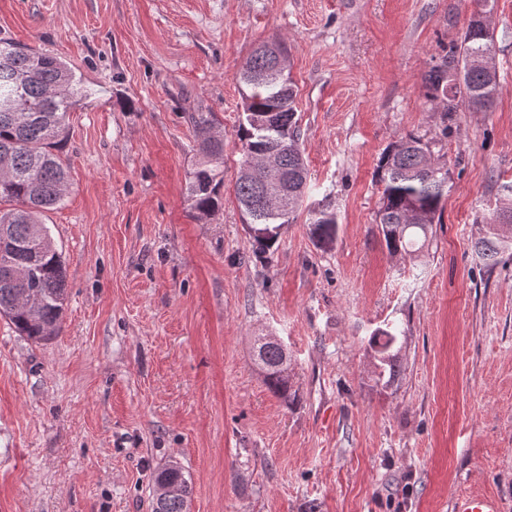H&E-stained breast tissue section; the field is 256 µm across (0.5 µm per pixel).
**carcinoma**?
<instances>
[{"label":"carcinoma","mask_w":512,"mask_h":512,"mask_svg":"<svg viewBox=\"0 0 512 512\" xmlns=\"http://www.w3.org/2000/svg\"><path fill=\"white\" fill-rule=\"evenodd\" d=\"M490 38L471 13L448 56L424 78L427 101L442 103L445 122L441 137L409 133L392 142L376 169L381 186L380 231L394 255L420 252L431 224L448 194L449 169L433 147L448 137V116L464 105L489 111L499 94L497 71L478 65L490 48ZM242 105L237 130L243 165L268 149L278 152L283 172V197H270L260 177L237 178L235 197L246 224L252 253L273 252L285 225L296 218L309 191V169L299 145L297 93L293 79H284L274 60L256 47L238 72ZM93 94L64 59L36 48L0 38V317L33 342L45 341L61 327L66 302V268L43 212L60 206L68 173L57 154L69 134L68 115ZM188 120L200 141L198 159L188 185L192 209L210 215L224 204V138L216 129V113L190 112ZM505 198L483 216L487 226L474 249L489 265L512 250V235L501 229L512 224V183L502 185ZM336 213L327 207L309 210L308 228L316 245L332 248L337 233ZM397 336L388 329L373 333L370 344L383 369L395 377L398 355L391 353ZM253 360L264 383L287 403L296 397L288 374L285 348L279 342L254 337ZM153 487L165 483L177 489L152 497V512H187L193 485L176 462L157 469Z\"/></svg>","instance_id":"obj_1"}]
</instances>
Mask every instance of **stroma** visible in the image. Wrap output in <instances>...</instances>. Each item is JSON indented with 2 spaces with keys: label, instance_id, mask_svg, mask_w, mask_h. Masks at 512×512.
Listing matches in <instances>:
<instances>
[{
  "label": "stroma",
  "instance_id": "35a3bbf8",
  "mask_svg": "<svg viewBox=\"0 0 512 512\" xmlns=\"http://www.w3.org/2000/svg\"><path fill=\"white\" fill-rule=\"evenodd\" d=\"M475 0H0V38L67 60L95 89L58 153L70 185L44 216L63 254L60 331L0 319V512H152L178 462L190 512H452L456 493L512 512V255L474 242L512 181V0L492 16L500 94L448 123L422 78ZM288 48L306 203L338 216L331 250L307 213L271 258L235 197L242 86L261 43ZM224 136V205L187 200L197 140ZM447 130L448 195L417 257L391 255L374 172L409 133ZM394 326L399 373L369 339ZM288 351L285 404L254 365Z\"/></svg>",
  "mask_w": 512,
  "mask_h": 512
}]
</instances>
